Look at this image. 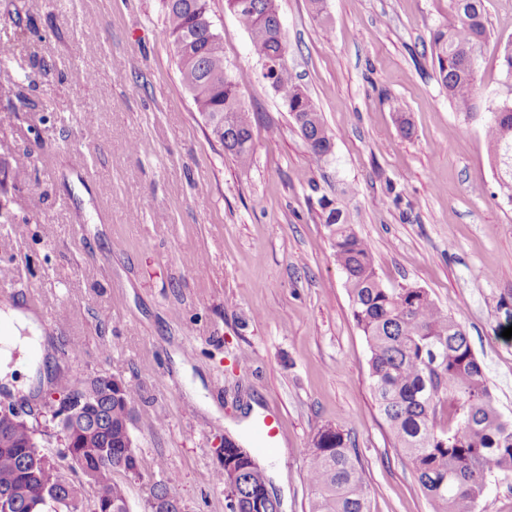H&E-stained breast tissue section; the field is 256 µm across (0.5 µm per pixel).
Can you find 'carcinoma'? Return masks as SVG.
Instances as JSON below:
<instances>
[{
    "label": "carcinoma",
    "instance_id": "cac0c4a2",
    "mask_svg": "<svg viewBox=\"0 0 512 512\" xmlns=\"http://www.w3.org/2000/svg\"><path fill=\"white\" fill-rule=\"evenodd\" d=\"M227 8L250 35L251 50L272 64L262 74L280 95L318 158L331 151V136L312 99L294 83L286 43L276 29V0H225ZM165 35L177 53L184 87L192 95L210 135L242 168L252 157V113L243 105L242 89L251 73L224 65L216 32L201 19L210 18L208 0H162ZM489 30L483 0H450L448 24L430 33L432 63L456 110L477 116V66L465 50L481 44ZM483 129L496 162L500 188L512 201V103L484 119ZM325 224L336 264L345 276L353 316L368 352L369 378L377 408L388 425L394 447L410 461L423 494L434 512H478L489 484L512 480V423L502 419L461 322L444 313L423 288H387L381 282L369 244L347 221L339 206L327 200ZM131 388L120 401L101 399L84 419L91 434L82 443L77 468L94 501L129 512L124 482L130 473L123 461L126 428L134 418ZM8 439L26 445L33 440L27 422H17ZM306 479L310 512H368V487L359 455L350 439L326 424L312 436ZM176 479L168 477L150 490L149 508L159 494L177 499ZM26 490L12 512H78L82 489L62 476L38 445L20 459L0 446V493ZM230 512H280L269 490L265 470L257 463L241 466L227 491Z\"/></svg>",
    "mask_w": 512,
    "mask_h": 512
}]
</instances>
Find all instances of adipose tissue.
Here are the masks:
<instances>
[{"label": "adipose tissue", "mask_w": 512, "mask_h": 512, "mask_svg": "<svg viewBox=\"0 0 512 512\" xmlns=\"http://www.w3.org/2000/svg\"><path fill=\"white\" fill-rule=\"evenodd\" d=\"M0 325L7 329L0 338V388L17 398L34 395L46 373L33 361L44 338L37 318L21 308H0Z\"/></svg>", "instance_id": "ef3b65f1"}]
</instances>
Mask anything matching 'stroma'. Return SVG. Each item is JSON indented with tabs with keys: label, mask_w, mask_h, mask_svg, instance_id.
<instances>
[{
	"label": "stroma",
	"mask_w": 512,
	"mask_h": 512,
	"mask_svg": "<svg viewBox=\"0 0 512 512\" xmlns=\"http://www.w3.org/2000/svg\"><path fill=\"white\" fill-rule=\"evenodd\" d=\"M209 3L225 65L253 74L245 169L181 85L160 0H0L13 51L0 64V158L33 154L28 181L0 191L9 300L39 318L52 368L130 386L132 512H148L151 487L173 473L184 512H229L214 480L224 441L252 442L267 420L276 444L257 460L281 512H309L307 448L326 424L358 450L369 512H433L371 395L319 200L341 201L386 287L423 288L463 324L512 421V202L481 121L512 102L500 67L512 0H484L476 119L428 56L449 0H325L320 18L309 0H277L292 76L332 137L321 159L247 31L224 0ZM61 399L46 386L28 419L54 459L64 442L39 411Z\"/></svg>",
	"instance_id": "1"
}]
</instances>
